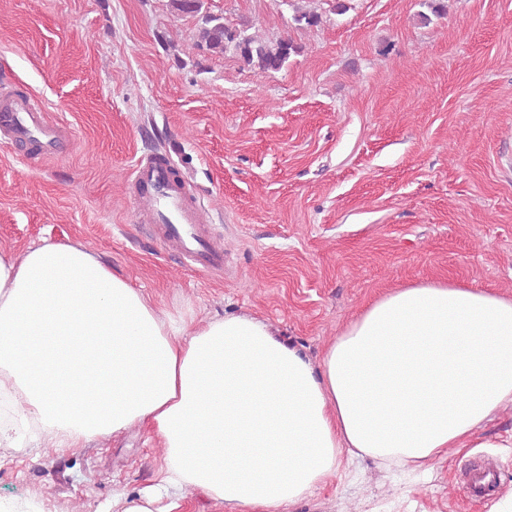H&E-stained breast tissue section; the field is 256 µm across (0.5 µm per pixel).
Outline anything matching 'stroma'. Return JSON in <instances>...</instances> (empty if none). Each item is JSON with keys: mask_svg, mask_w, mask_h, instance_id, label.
<instances>
[{"mask_svg": "<svg viewBox=\"0 0 512 512\" xmlns=\"http://www.w3.org/2000/svg\"><path fill=\"white\" fill-rule=\"evenodd\" d=\"M226 21L302 48L255 81L198 46L168 0H0V91L39 98L65 155L0 137V251L78 243L162 308L246 314L310 359L370 303L443 283L512 297V0H207ZM321 13L296 26L295 6ZM165 156L210 213L224 273L188 269L135 219L134 162ZM512 408L426 471L368 457L287 512H494L512 495ZM135 426L44 455L0 447V505L105 512L156 483ZM486 458L481 502L454 476Z\"/></svg>", "mask_w": 512, "mask_h": 512, "instance_id": "obj_1", "label": "stroma"}]
</instances>
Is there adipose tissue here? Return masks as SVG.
I'll return each mask as SVG.
<instances>
[{
  "label": "adipose tissue",
  "instance_id": "ef3b65f1",
  "mask_svg": "<svg viewBox=\"0 0 512 512\" xmlns=\"http://www.w3.org/2000/svg\"><path fill=\"white\" fill-rule=\"evenodd\" d=\"M511 406L512 299L487 291L393 290L314 362L251 316L186 322L83 245L0 252V444L147 427L160 482L114 512H173L187 490L286 512L344 462L422 467Z\"/></svg>",
  "mask_w": 512,
  "mask_h": 512
}]
</instances>
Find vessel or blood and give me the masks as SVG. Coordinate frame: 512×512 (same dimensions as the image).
Wrapping results in <instances>:
<instances>
[{"label": "vessel or blood", "mask_w": 512, "mask_h": 512, "mask_svg": "<svg viewBox=\"0 0 512 512\" xmlns=\"http://www.w3.org/2000/svg\"><path fill=\"white\" fill-rule=\"evenodd\" d=\"M0 132L13 142L32 144L36 154L43 157L62 154L67 147L57 124L48 120L43 107L29 96L0 97ZM169 167V161L156 159L133 165L130 178L138 190L134 199L137 221L152 225L160 243L179 252L195 271L223 272L224 247L207 233L208 211L171 180ZM489 472L483 465L473 468L464 485L469 499L478 501L488 496L490 488L481 479Z\"/></svg>", "instance_id": "1"}]
</instances>
